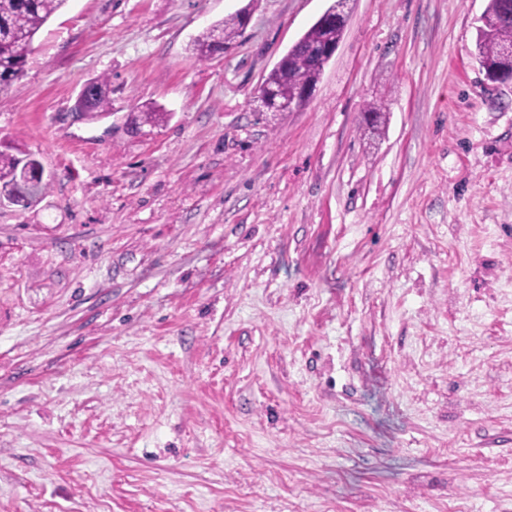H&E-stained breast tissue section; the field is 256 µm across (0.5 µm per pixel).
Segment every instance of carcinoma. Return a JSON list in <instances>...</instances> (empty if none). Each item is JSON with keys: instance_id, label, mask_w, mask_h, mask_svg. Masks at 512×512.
<instances>
[{"instance_id": "1", "label": "carcinoma", "mask_w": 512, "mask_h": 512, "mask_svg": "<svg viewBox=\"0 0 512 512\" xmlns=\"http://www.w3.org/2000/svg\"><path fill=\"white\" fill-rule=\"evenodd\" d=\"M67 0H0V92L8 89L23 72L31 53L35 36L48 20L62 9ZM512 0H487L476 28V59L485 73L507 67L502 56L505 46L512 44ZM250 16L247 9L238 11L204 29L194 40L192 51L201 60L218 53L223 47L232 46L245 28ZM345 27L329 24L319 17L282 57V62L272 68L264 84L279 91L288 100L302 97L300 85L315 88L324 66L316 52L325 44L340 42ZM96 93L89 98H79L76 103L89 112L112 110L110 81L105 77L90 81ZM166 113L155 105H142L133 113L135 125L156 126L165 121ZM363 123L373 132H381L385 126V113L380 105H369L362 114ZM35 160L20 151H0V188L8 191L17 207L27 208L39 201L48 184L23 182L19 171Z\"/></svg>"}]
</instances>
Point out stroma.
Instances as JSON below:
<instances>
[{
  "label": "stroma",
  "instance_id": "1",
  "mask_svg": "<svg viewBox=\"0 0 512 512\" xmlns=\"http://www.w3.org/2000/svg\"><path fill=\"white\" fill-rule=\"evenodd\" d=\"M68 0L0 93V512H512V81L487 0ZM250 9L223 54L191 39ZM111 82L109 114H75ZM153 102L159 126L132 128ZM384 105L376 139L361 126ZM349 0H333L324 13L309 27V29L294 43L282 57V62L277 64L268 73L263 83L279 91L282 99L299 98L298 109L305 102L300 101L302 94L299 92L300 84L314 89L317 85L325 66L321 60L329 61L337 49L328 46L320 54L316 52L327 43H340L346 26L329 24L323 17L324 14L333 15L344 13ZM506 10L512 13V0H487L476 28V59L486 75L508 66L502 50L512 44V18ZM16 151V154L0 151V188L8 190L12 195L14 206L27 208L38 202L45 194L48 183L22 182L19 171L25 164H31L33 167L36 161L24 157L20 150Z\"/></svg>",
  "mask_w": 512,
  "mask_h": 512
}]
</instances>
